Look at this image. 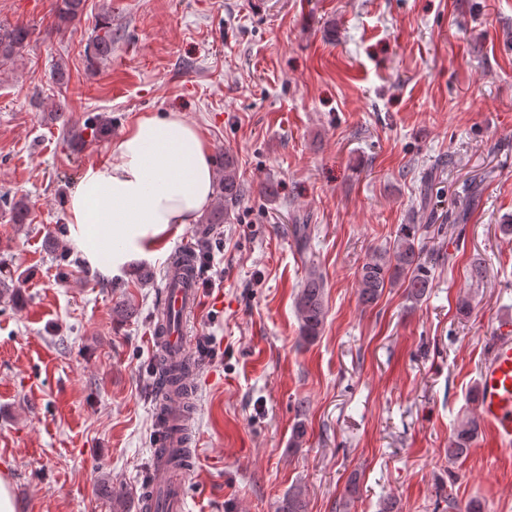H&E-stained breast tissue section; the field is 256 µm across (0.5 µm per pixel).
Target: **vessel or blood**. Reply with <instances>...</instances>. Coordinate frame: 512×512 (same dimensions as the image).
I'll use <instances>...</instances> for the list:
<instances>
[{"mask_svg":"<svg viewBox=\"0 0 512 512\" xmlns=\"http://www.w3.org/2000/svg\"><path fill=\"white\" fill-rule=\"evenodd\" d=\"M200 300L196 268L167 266L159 307L164 318L155 325L151 344L163 366L180 367L176 387L166 391L157 403L156 423L163 435L152 450L153 465L141 500L142 512L162 503L166 512H184L182 494L184 465L173 458L172 449L181 447L182 431L189 419L187 379L194 373L193 354L185 320ZM477 407L482 425L497 441L512 442V325L497 329L493 347L480 373Z\"/></svg>","mask_w":512,"mask_h":512,"instance_id":"vessel-or-blood-1","label":"vessel or blood"}]
</instances>
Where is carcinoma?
I'll return each instance as SVG.
<instances>
[{"label":"carcinoma","instance_id":"obj_1","mask_svg":"<svg viewBox=\"0 0 512 512\" xmlns=\"http://www.w3.org/2000/svg\"><path fill=\"white\" fill-rule=\"evenodd\" d=\"M83 0H61L57 19L59 26L66 27L81 13ZM31 39V31L25 26L0 27V66L14 61L21 55ZM112 55V25L105 21L99 32L86 47L88 64L92 67ZM216 190L221 204L205 219L207 224H222L232 210L248 193V187L240 180L232 158L226 156L216 170ZM11 221L26 224L29 206L25 198L9 202ZM414 224H404L392 251L379 254L365 262L358 273L359 298L362 304L376 303L383 291L400 284L406 288L407 297L419 301L431 288L436 259L425 258L417 244ZM325 286L322 276L309 274L295 298V311L299 321L301 339L312 342L320 334L324 318ZM478 420L472 418L457 431L448 443V459H458L467 454L478 434ZM277 512H306L305 493L301 486L288 490Z\"/></svg>","mask_w":512,"mask_h":512}]
</instances>
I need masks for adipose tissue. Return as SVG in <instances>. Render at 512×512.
Wrapping results in <instances>:
<instances>
[{
	"label": "adipose tissue",
	"mask_w": 512,
	"mask_h": 512,
	"mask_svg": "<svg viewBox=\"0 0 512 512\" xmlns=\"http://www.w3.org/2000/svg\"><path fill=\"white\" fill-rule=\"evenodd\" d=\"M214 198L209 145L182 113L137 116L65 202L67 236L102 276L159 258L168 239L197 223Z\"/></svg>",
	"instance_id": "1"
}]
</instances>
